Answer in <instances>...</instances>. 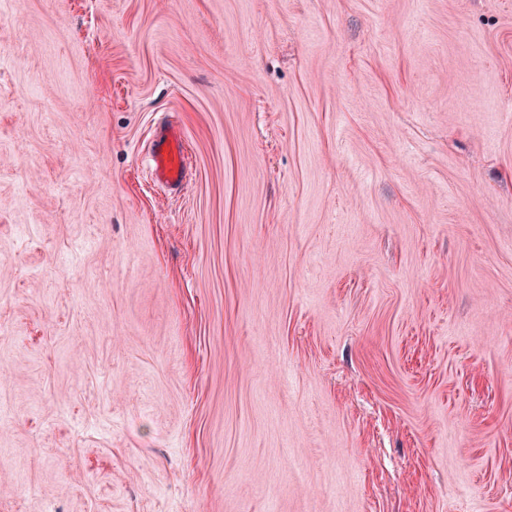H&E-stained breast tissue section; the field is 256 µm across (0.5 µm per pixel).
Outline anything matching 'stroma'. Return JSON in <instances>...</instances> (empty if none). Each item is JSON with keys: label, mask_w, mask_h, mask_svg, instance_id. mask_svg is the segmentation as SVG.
I'll list each match as a JSON object with an SVG mask.
<instances>
[{"label": "stroma", "mask_w": 512, "mask_h": 512, "mask_svg": "<svg viewBox=\"0 0 512 512\" xmlns=\"http://www.w3.org/2000/svg\"><path fill=\"white\" fill-rule=\"evenodd\" d=\"M0 512H512V0H0ZM151 168L154 178L169 189L183 186L187 164L182 137L172 125L159 130L153 141Z\"/></svg>", "instance_id": "stroma-1"}]
</instances>
